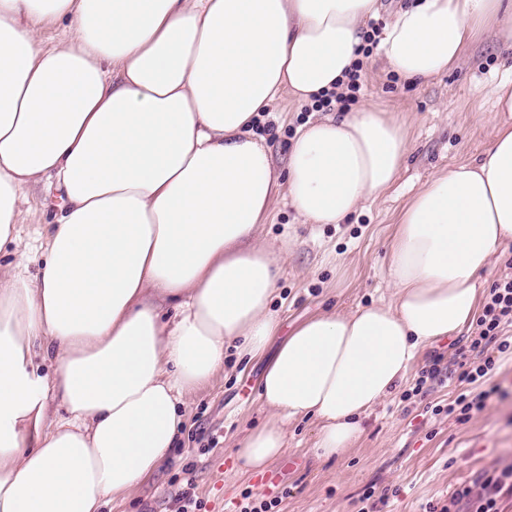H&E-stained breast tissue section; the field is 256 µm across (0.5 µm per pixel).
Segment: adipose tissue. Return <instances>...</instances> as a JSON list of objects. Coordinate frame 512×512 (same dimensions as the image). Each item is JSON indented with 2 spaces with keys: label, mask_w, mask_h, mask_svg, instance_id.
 I'll return each instance as SVG.
<instances>
[{
  "label": "adipose tissue",
  "mask_w": 512,
  "mask_h": 512,
  "mask_svg": "<svg viewBox=\"0 0 512 512\" xmlns=\"http://www.w3.org/2000/svg\"><path fill=\"white\" fill-rule=\"evenodd\" d=\"M380 0H0V512H100L169 460L179 405L226 349L261 355L284 251L259 237L277 198L339 224L390 189L408 152L397 113L367 103L298 127L285 169L253 131L289 96L347 83ZM65 22L66 38L41 31ZM512 49V0H413L377 46L411 81L447 73L477 35ZM485 156L430 177L399 212L388 304L293 329L260 382L272 416L236 456L282 455L317 423L318 459L347 456L361 418L419 351L477 314L480 275L512 243V88H491ZM55 191L36 276L19 219ZM51 360V373L40 363Z\"/></svg>",
  "instance_id": "ef3b65f1"
}]
</instances>
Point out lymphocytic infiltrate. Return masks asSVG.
<instances>
[{"label": "lymphocytic infiltrate", "mask_w": 512, "mask_h": 512, "mask_svg": "<svg viewBox=\"0 0 512 512\" xmlns=\"http://www.w3.org/2000/svg\"><path fill=\"white\" fill-rule=\"evenodd\" d=\"M512 356V257L485 295L481 311L472 323L464 345L458 347L448 363L433 360L426 366L403 400L428 395L434 386L457 379L461 390L447 405H434L433 415L446 414L457 422L470 420L501 388L493 384L501 361ZM512 497V465L483 471L470 483L461 484L440 512H452L454 505L466 503L469 512H500L503 497Z\"/></svg>", "instance_id": "1"}]
</instances>
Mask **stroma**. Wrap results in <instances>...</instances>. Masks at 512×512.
I'll list each match as a JSON object with an SVG mask.
<instances>
[{"label": "stroma", "mask_w": 512, "mask_h": 512, "mask_svg": "<svg viewBox=\"0 0 512 512\" xmlns=\"http://www.w3.org/2000/svg\"><path fill=\"white\" fill-rule=\"evenodd\" d=\"M512 81V51L481 41L459 65L427 82H411L383 71L369 58L361 73L359 101H400L409 151L398 181L367 201L343 223L304 224L291 206L277 201L261 229L263 238L288 247L278 291L271 303L280 330L263 355L239 358L226 351L223 372L185 398L184 419L170 462L148 478L127 502H108L104 512H181L184 494H192L195 512H239L244 493L278 498L273 512H358L367 486L388 491L382 512H431L462 483L483 470L512 463V362L496 381L503 390L485 410L464 424L434 416L427 404L447 402L453 384L435 387L427 399L400 401L390 396L364 419V432L340 460H320L312 451L313 419L289 422L285 458L296 460L282 485L264 483L234 451L270 416L260 396L262 374L287 333L306 319L336 309L389 303L386 279L389 244L396 217L413 193L449 165L479 160L492 131L495 112L490 85ZM269 125H256L278 166H285L296 128L307 120L303 104L275 102ZM45 191H36L24 212L20 234L34 260L36 275L45 213Z\"/></svg>", "instance_id": "obj_1"}]
</instances>
